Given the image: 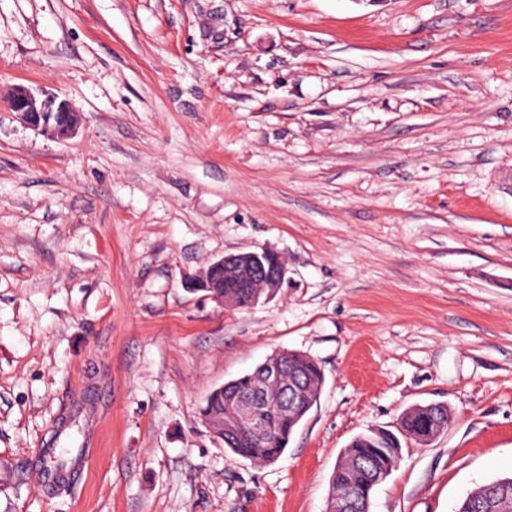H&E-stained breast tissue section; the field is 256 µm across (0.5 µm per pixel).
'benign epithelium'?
<instances>
[{
  "label": "benign epithelium",
  "instance_id": "obj_1",
  "mask_svg": "<svg viewBox=\"0 0 512 512\" xmlns=\"http://www.w3.org/2000/svg\"><path fill=\"white\" fill-rule=\"evenodd\" d=\"M13 113L33 130L57 140L70 138L80 124V116L70 103L43 88L16 85L0 89V111ZM270 249L226 255L212 262L209 267L195 275H189L186 283L192 288H203L212 275L220 269L232 273L239 288H280L288 269L282 264L274 270L266 269L264 256ZM288 355L275 353L266 365L260 383L247 392L235 395L238 407V423L257 424V412L268 401L267 389L283 388L282 380Z\"/></svg>",
  "mask_w": 512,
  "mask_h": 512
}]
</instances>
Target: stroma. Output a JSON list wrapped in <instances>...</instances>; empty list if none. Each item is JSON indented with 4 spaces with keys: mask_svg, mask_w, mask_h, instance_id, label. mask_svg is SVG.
<instances>
[{
    "mask_svg": "<svg viewBox=\"0 0 512 512\" xmlns=\"http://www.w3.org/2000/svg\"><path fill=\"white\" fill-rule=\"evenodd\" d=\"M0 85L82 115L0 112V512H325L351 439L431 402L371 512L512 475V0H0ZM262 248L271 300L183 284ZM279 350L324 384L257 466L200 409ZM12 112L33 130L57 140L70 138L80 116L65 99L43 88L16 85L0 89V112Z\"/></svg>",
    "mask_w": 512,
    "mask_h": 512,
    "instance_id": "stroma-1",
    "label": "stroma"
}]
</instances>
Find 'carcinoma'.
<instances>
[{
    "instance_id": "cac0c4a2",
    "label": "carcinoma",
    "mask_w": 512,
    "mask_h": 512,
    "mask_svg": "<svg viewBox=\"0 0 512 512\" xmlns=\"http://www.w3.org/2000/svg\"><path fill=\"white\" fill-rule=\"evenodd\" d=\"M231 298L234 308L247 309L254 302L267 295L257 294L248 288H238L229 278H224V288L214 289ZM289 378L300 383L308 395V406L317 403L324 383L319 365L300 352H289ZM261 366L233 380V385L224 392L212 391L201 408V416L214 419L231 412L233 391L250 389ZM303 415H294L276 406L267 409V431L257 435L241 431L231 440L224 441V447L233 454L257 465L275 462L288 447L290 437L301 423ZM453 421L447 405L442 409L430 405H414L397 419L395 429H371L356 435L343 451L339 463L330 476V490L327 512H333L336 499L352 491L367 490L385 479L384 473L393 471L395 459L402 457V442L412 441L419 446L427 445L447 431ZM456 512H512V476H506L482 484L467 492L459 501Z\"/></svg>"
}]
</instances>
